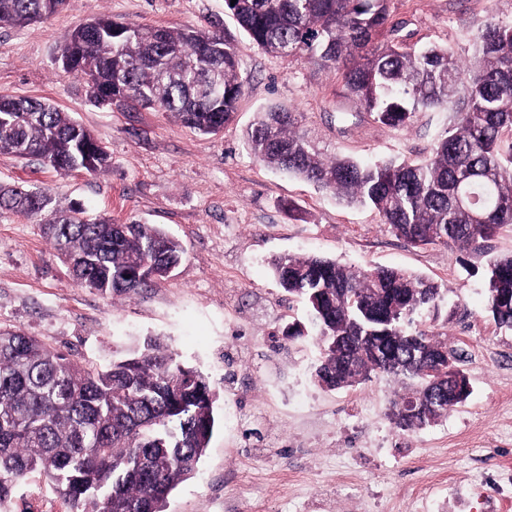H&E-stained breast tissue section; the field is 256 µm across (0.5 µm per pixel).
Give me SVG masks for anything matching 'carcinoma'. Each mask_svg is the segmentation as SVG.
Returning <instances> with one entry per match:
<instances>
[{
    "mask_svg": "<svg viewBox=\"0 0 512 512\" xmlns=\"http://www.w3.org/2000/svg\"><path fill=\"white\" fill-rule=\"evenodd\" d=\"M64 0H0V26L43 22ZM389 0H224L238 27L269 54L336 70L339 97L390 127L451 111L452 125L421 164L325 159L299 132L297 112L257 113L246 132L267 166L369 205L407 243L478 251L512 227V22H489L472 61L437 47L414 50L389 22ZM59 66L80 75L98 106L153 105L184 126L214 134L229 123L244 84L234 45L217 31L117 24L77 26ZM0 153L32 157L60 175L97 173L108 154L55 104L0 94ZM0 210L43 225L76 280L106 296L137 294L185 250L149 224H114L82 206L62 208L49 190L0 186ZM280 286L307 307L321 350L319 385L344 389L373 374L414 389L391 401L416 412L393 419L420 429L467 399L448 377H422L438 334L414 327L437 309L440 286L401 269L353 271L319 256L270 260ZM488 310L512 329V255L487 264ZM210 382L157 339L99 371L21 331H0V506L30 474L71 512H165L177 485L205 455L216 419Z\"/></svg>",
    "mask_w": 512,
    "mask_h": 512,
    "instance_id": "1",
    "label": "carcinoma"
}]
</instances>
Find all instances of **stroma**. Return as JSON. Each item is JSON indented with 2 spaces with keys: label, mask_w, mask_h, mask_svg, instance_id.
<instances>
[{
  "label": "stroma",
  "mask_w": 512,
  "mask_h": 512,
  "mask_svg": "<svg viewBox=\"0 0 512 512\" xmlns=\"http://www.w3.org/2000/svg\"><path fill=\"white\" fill-rule=\"evenodd\" d=\"M390 21L414 48L450 47L471 59L486 22L512 20V0H389ZM173 30H219L233 39L245 80L235 119L203 135L156 108H99L84 80L57 58L71 31L96 17ZM336 71L265 53L242 34L224 0H66L44 22L0 29V93L48 100L106 147L97 174L0 155V184L50 188L113 222L159 227L185 257L143 297L80 285L34 220L0 211V330H20L99 369L156 336L204 372L219 399L216 427L192 478L166 512H512V330L488 311L487 262L512 255V228L484 252L397 239L369 207L267 167L245 145L259 110L282 105L328 156L425 160L450 123L422 112L409 127L369 117L340 123ZM316 255L352 269L373 265L424 276L439 308L418 322L462 356L471 394L445 418L403 431L388 401L404 380L373 376L327 390L313 378L306 322L271 274L279 254Z\"/></svg>",
  "instance_id": "35a3bbf8"
}]
</instances>
